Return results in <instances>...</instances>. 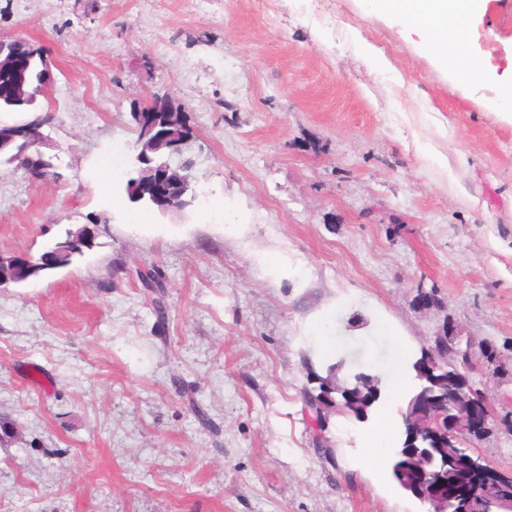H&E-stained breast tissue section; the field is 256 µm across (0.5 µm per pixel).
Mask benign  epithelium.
<instances>
[{
	"label": "benign epithelium",
	"instance_id": "obj_1",
	"mask_svg": "<svg viewBox=\"0 0 512 512\" xmlns=\"http://www.w3.org/2000/svg\"><path fill=\"white\" fill-rule=\"evenodd\" d=\"M15 40L0 38V69L24 76L31 60L39 55L43 63L42 92L53 81L51 60L48 55L33 45L28 50L14 49ZM45 119L37 118L30 125L0 126V152H12L11 159L22 160L20 167L33 179L45 177L50 164L41 153L29 150L43 140L42 126ZM140 175L150 178L154 194L165 201V209H173L185 202L182 195L173 196L171 186L179 183L188 189V179L178 170L166 167L156 170L145 167ZM460 356L465 375L448 386V352ZM507 362L493 351L488 341H478L463 333L459 325L448 319L444 321L433 343L424 348L413 368L418 386L411 395L402 421L413 424L410 438L404 440L395 452L392 466L400 487L427 506L426 512H467V497L451 496L447 488L454 481V470L488 472L487 460L477 456H461L467 443L488 433L493 406L486 392L472 382L479 374L501 386L512 384V379L503 374ZM512 476L495 471L486 478L484 497L492 499L491 512H512L511 498H493L490 485H498Z\"/></svg>",
	"mask_w": 512,
	"mask_h": 512
}]
</instances>
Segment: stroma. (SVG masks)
Masks as SVG:
<instances>
[{
  "label": "stroma",
  "mask_w": 512,
  "mask_h": 512,
  "mask_svg": "<svg viewBox=\"0 0 512 512\" xmlns=\"http://www.w3.org/2000/svg\"><path fill=\"white\" fill-rule=\"evenodd\" d=\"M0 37L54 63L45 97L0 112L46 118L52 163L40 180L0 163V258L97 227L70 266L0 285V512H425L360 469L361 420L329 413L323 458L301 390L341 359L399 414L397 349L419 358L447 314L512 347V117L491 109L512 0L475 15L486 74L468 83L362 0H0ZM156 95L192 129L169 157L191 184L179 213L124 192L132 114ZM153 265L160 293L134 273ZM421 282L442 311L418 306ZM483 387L477 449L512 470V386Z\"/></svg>",
  "instance_id": "stroma-1"
}]
</instances>
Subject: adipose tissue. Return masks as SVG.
Wrapping results in <instances>:
<instances>
[{
  "instance_id": "adipose-tissue-1",
  "label": "adipose tissue",
  "mask_w": 512,
  "mask_h": 512,
  "mask_svg": "<svg viewBox=\"0 0 512 512\" xmlns=\"http://www.w3.org/2000/svg\"><path fill=\"white\" fill-rule=\"evenodd\" d=\"M366 5L417 33L423 49L443 70L466 81L480 76V60L465 48L479 0H366Z\"/></svg>"
}]
</instances>
